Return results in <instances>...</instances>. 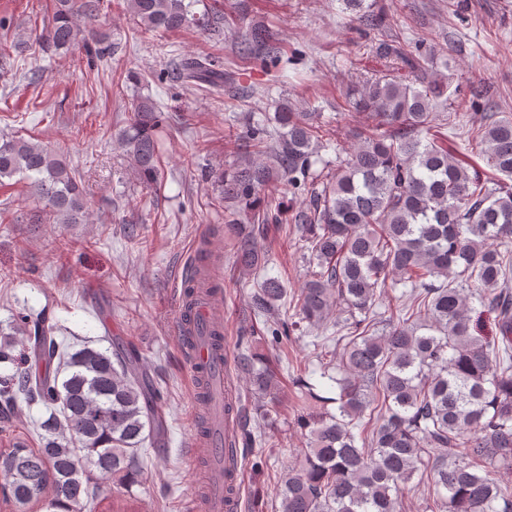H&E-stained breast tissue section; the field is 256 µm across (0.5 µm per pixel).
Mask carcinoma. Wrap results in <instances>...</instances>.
<instances>
[{"label":"carcinoma","instance_id":"1","mask_svg":"<svg viewBox=\"0 0 512 512\" xmlns=\"http://www.w3.org/2000/svg\"><path fill=\"white\" fill-rule=\"evenodd\" d=\"M144 32L175 33L194 26L224 32L222 11L196 13L199 0H117ZM101 0H57L39 45L66 54L80 40L98 59L115 46L82 31ZM355 19L377 26L366 0H344ZM267 30L238 35L240 56L275 50ZM373 52L388 69L349 84L348 111L365 130L345 146L316 112L286 99L273 115L252 120L246 134L226 142L237 156L216 175L219 201L234 204L225 227L237 238L236 262L263 271L258 239L282 231L269 208L249 226L235 218L281 191L310 189L289 225L315 270L294 290L293 314L280 317L286 291L265 277L253 294V317L271 334L276 357L312 328L334 336L309 342L317 359L295 380L308 402L296 424L306 437L288 466L277 512H405L400 492L414 476L427 486L425 512H512V486L497 474L512 471V118H469L471 145L489 168L433 130V106L448 91L434 72L435 54H414L382 40ZM183 84L219 88L224 67L207 55L175 68ZM130 123L118 135L129 167L145 185L162 178L154 128L161 112L148 96L131 99ZM275 125L269 130V125ZM336 142V172L320 151ZM18 176L43 204L34 223L89 224L80 173L66 157L30 137L0 141V188ZM201 253L185 291V305L211 300L218 287ZM401 295H395L398 287ZM400 305L380 311L385 301ZM51 306L20 313L12 336L0 340V433L14 427L20 404L43 406L38 446L0 448V500L16 512H81L104 483L120 498L143 473L146 443L162 427V394L134 345L78 349L59 341ZM240 364L262 399L255 407L259 435L244 447L269 446L278 432L272 407L281 391L279 367L256 352ZM336 405L331 410L328 405Z\"/></svg>","mask_w":512,"mask_h":512}]
</instances>
